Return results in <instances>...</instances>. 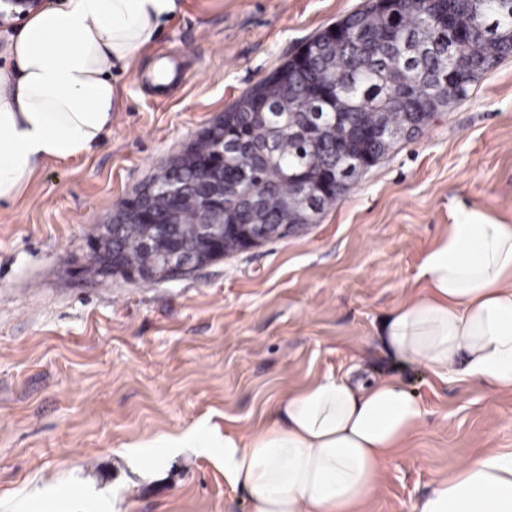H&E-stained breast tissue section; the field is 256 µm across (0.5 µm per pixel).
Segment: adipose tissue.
Returning <instances> with one entry per match:
<instances>
[{
    "mask_svg": "<svg viewBox=\"0 0 512 512\" xmlns=\"http://www.w3.org/2000/svg\"><path fill=\"white\" fill-rule=\"evenodd\" d=\"M181 11L180 0H47L27 15L6 47L12 66L0 68V208L44 162L102 142L113 70L133 67ZM418 278L419 295L380 325L394 361L512 392V223L464 214L424 254ZM423 416L399 377L328 373L282 396L264 427L225 432L224 479L247 492L250 512H361ZM412 512H512V449L461 463Z\"/></svg>",
    "mask_w": 512,
    "mask_h": 512,
    "instance_id": "ef3b65f1",
    "label": "adipose tissue"
}]
</instances>
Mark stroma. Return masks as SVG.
I'll return each instance as SVG.
<instances>
[{
	"label": "stroma",
	"instance_id": "stroma-1",
	"mask_svg": "<svg viewBox=\"0 0 512 512\" xmlns=\"http://www.w3.org/2000/svg\"><path fill=\"white\" fill-rule=\"evenodd\" d=\"M363 3L182 0L113 72L102 143L44 163L0 208V512H250L219 451L150 463L131 446L256 429L283 394L355 364L398 376L424 409L365 512H410L462 461L512 448V393L399 367L376 337L461 212L512 222V58L287 238L151 284L71 271L158 167Z\"/></svg>",
	"mask_w": 512,
	"mask_h": 512
}]
</instances>
